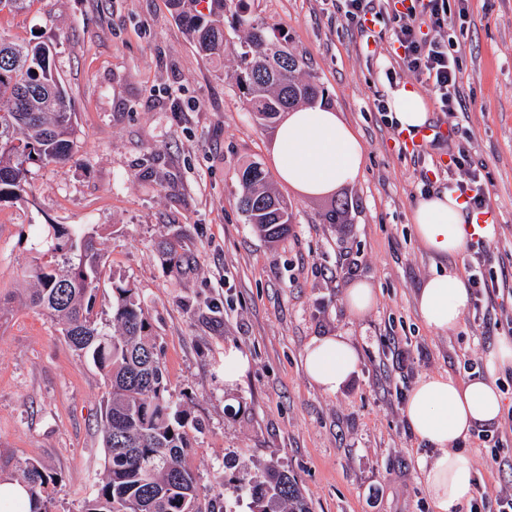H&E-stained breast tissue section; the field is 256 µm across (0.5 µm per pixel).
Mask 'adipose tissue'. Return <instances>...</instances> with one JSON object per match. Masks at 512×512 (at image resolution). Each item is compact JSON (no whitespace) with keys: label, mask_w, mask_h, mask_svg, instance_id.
<instances>
[{"label":"adipose tissue","mask_w":512,"mask_h":512,"mask_svg":"<svg viewBox=\"0 0 512 512\" xmlns=\"http://www.w3.org/2000/svg\"><path fill=\"white\" fill-rule=\"evenodd\" d=\"M387 103L399 129L420 128L429 118L426 99L412 85L394 88ZM273 147L280 179L309 197L355 182L364 164V149L355 131L338 112L320 106L285 113L275 130ZM410 222L429 255L464 253L469 219L457 192L448 189L417 199ZM469 302L465 279L445 270L428 276L416 297L421 319L439 333L462 322ZM359 362V353L347 337L323 336L307 346L304 371L317 388L334 393ZM510 366L512 337L504 336L486 360L487 377L462 382L449 375L431 374L411 389L405 418L413 435L435 452L420 468L434 512H456L472 498L475 474L468 451L460 443L476 428L500 421L504 402L493 375Z\"/></svg>","instance_id":"obj_1"}]
</instances>
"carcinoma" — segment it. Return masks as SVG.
<instances>
[{
	"mask_svg": "<svg viewBox=\"0 0 512 512\" xmlns=\"http://www.w3.org/2000/svg\"><path fill=\"white\" fill-rule=\"evenodd\" d=\"M196 49L224 54V11L234 8L236 27L246 30L236 69L225 74L245 98L256 121L270 126L283 112L323 99L303 56L285 32L259 26L245 15V0H169ZM75 113L56 80L50 50L42 43L0 40V202L23 199L30 167L66 164L77 150ZM238 206L269 242L288 237L291 205L258 162L239 171ZM47 249L23 272L27 288L16 298L38 309L77 355L89 359L106 384L101 418L104 470L84 512H233L199 506L201 488L187 464L194 420L174 399L160 367L156 337L135 289L110 281L112 324L95 312L103 274L97 239L79 227L51 224ZM25 485L27 512H49L56 474L36 460H0V473ZM232 482L249 499L250 512H311L297 482L272 462L243 467Z\"/></svg>",
	"mask_w": 512,
	"mask_h": 512,
	"instance_id": "cac0c4a2",
	"label": "carcinoma"
}]
</instances>
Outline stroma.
I'll list each match as a JSON object with an SVG mask.
<instances>
[{"label": "stroma", "mask_w": 512, "mask_h": 512, "mask_svg": "<svg viewBox=\"0 0 512 512\" xmlns=\"http://www.w3.org/2000/svg\"><path fill=\"white\" fill-rule=\"evenodd\" d=\"M256 23L280 24L289 46L325 91L324 104L358 134L365 165L332 195L306 197L283 181L291 202L285 240L270 243L237 206L238 173L250 161L274 171L272 129L248 112L224 78L240 39L212 61L196 50L168 0H34L0 13V37L39 41L76 114L78 151L66 165L32 167L28 203L0 204V297L20 287L52 224L96 234L104 281L95 310L112 317L109 278L139 293L174 398L202 428L189 463L201 504L249 512L226 478L244 464L271 461L293 475L312 512H433L420 466L433 449L411 433L405 400L423 377L459 380L485 371L488 353L512 336V0H449L450 52L458 63L465 113L446 118L425 81L403 70L389 40L373 53L336 12V0H248ZM395 82L416 86L429 124L450 141L404 150L399 129L374 107ZM469 150L489 191L496 234L486 277L501 325L485 333L474 310L445 334L420 318L415 297L444 267L464 272L467 256L435 258L418 242L410 209L419 174L449 146ZM344 201L327 223L332 201ZM364 282L377 302L349 312L344 295ZM316 336H345L361 359L329 394L303 368ZM250 359L224 384V349ZM505 409L494 449L477 436L465 446L475 471L471 504L495 512L512 493V368L496 375ZM99 372L65 344L38 311L11 304L0 319V458L35 459L59 477L51 512H83L104 468Z\"/></svg>", "instance_id": "1"}]
</instances>
